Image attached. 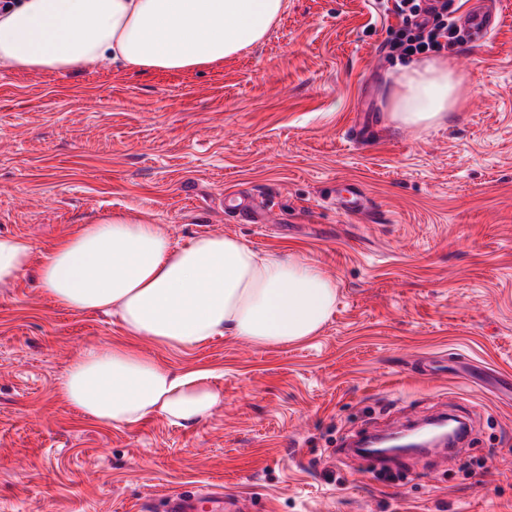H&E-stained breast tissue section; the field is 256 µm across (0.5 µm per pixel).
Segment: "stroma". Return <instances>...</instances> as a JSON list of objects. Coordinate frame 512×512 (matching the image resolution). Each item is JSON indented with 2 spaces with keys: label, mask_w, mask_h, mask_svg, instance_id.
Here are the masks:
<instances>
[{
  "label": "stroma",
  "mask_w": 512,
  "mask_h": 512,
  "mask_svg": "<svg viewBox=\"0 0 512 512\" xmlns=\"http://www.w3.org/2000/svg\"><path fill=\"white\" fill-rule=\"evenodd\" d=\"M399 29L375 0H287L261 43L207 67L0 69V233L34 262L125 212L177 245L303 257L336 285L315 336L191 351L54 305L32 271L0 290V512H137L196 484L251 512H512V16L442 50L463 97L427 130L381 107ZM256 198L266 211L225 217ZM99 345L211 371L224 399L192 426L90 422L58 386ZM451 413L473 440L392 460L394 479L340 452Z\"/></svg>",
  "instance_id": "stroma-1"
}]
</instances>
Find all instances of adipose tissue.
I'll use <instances>...</instances> for the list:
<instances>
[{
	"instance_id": "adipose-tissue-1",
	"label": "adipose tissue",
	"mask_w": 512,
	"mask_h": 512,
	"mask_svg": "<svg viewBox=\"0 0 512 512\" xmlns=\"http://www.w3.org/2000/svg\"><path fill=\"white\" fill-rule=\"evenodd\" d=\"M286 0H17L0 12V68L61 72L89 61L179 72L259 43ZM447 60L396 68L392 122H445L462 85ZM33 244L0 235V290L29 269ZM37 278L58 307L117 315L125 332L176 350L230 334L258 346L316 335L336 286L295 255L258 251L229 235L175 245L161 225L124 212L92 220L56 242ZM206 370L176 372L120 346L94 347L66 372L60 393L85 418L127 426L159 416L203 421L224 399Z\"/></svg>"
}]
</instances>
